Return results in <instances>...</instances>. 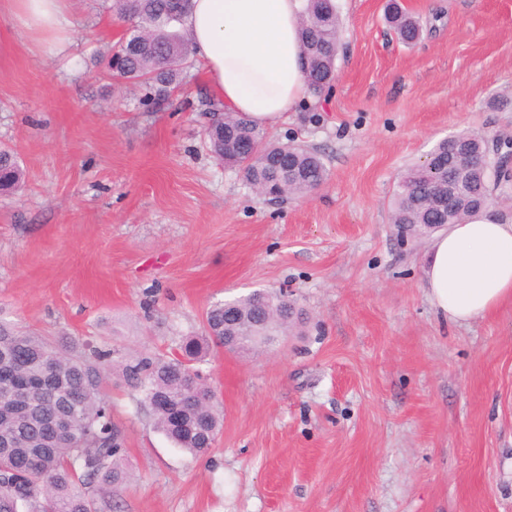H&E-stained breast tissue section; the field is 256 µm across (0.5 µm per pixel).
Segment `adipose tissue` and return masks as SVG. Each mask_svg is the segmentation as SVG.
Listing matches in <instances>:
<instances>
[{"label":"adipose tissue","instance_id":"ef3b65f1","mask_svg":"<svg viewBox=\"0 0 512 512\" xmlns=\"http://www.w3.org/2000/svg\"><path fill=\"white\" fill-rule=\"evenodd\" d=\"M71 0H5L16 35L65 50ZM305 0H191L182 20L191 55L229 112L276 125L308 97L300 38ZM424 286L464 325L512 301V216L490 207L436 233Z\"/></svg>","mask_w":512,"mask_h":512}]
</instances>
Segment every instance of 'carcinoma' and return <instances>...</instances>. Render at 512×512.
Masks as SVG:
<instances>
[{
	"mask_svg": "<svg viewBox=\"0 0 512 512\" xmlns=\"http://www.w3.org/2000/svg\"><path fill=\"white\" fill-rule=\"evenodd\" d=\"M108 9L130 23L128 32L102 59L104 74L117 83L143 92L142 102L165 99L180 85L193 65L188 36L179 24L189 0H106ZM398 39L411 44L421 26L397 5L389 15ZM343 19L337 0H307L300 35L308 59L306 80L319 96L336 80L337 46L342 42ZM205 128L210 151L217 161L238 169L258 193L275 189L281 199L304 197L327 179L323 158L305 145L270 143L264 130L234 112L213 105ZM456 141L467 147L483 170L482 190L488 197L512 183V171L497 167L491 138L459 132ZM448 158V140L434 144L426 160L400 175L390 207V221L401 232L420 238L456 224L483 208L472 190L459 193L456 209L440 208L436 189L447 180L440 161ZM22 171L14 152L0 148V190H17ZM236 317L224 325V303L209 308L204 335L189 336L167 358L140 356L118 362L127 386L149 405L155 428L173 444L192 454L213 445L223 425L215 398L198 407L179 406L175 398L194 395L189 371L210 345H224L235 337L232 350L249 353L273 344L275 338L303 320L295 303L279 292L255 290L230 301ZM112 351L83 348L72 341L54 347L43 336L23 331L0 319V390L15 380L26 382L28 406L0 416V512H97L95 495L112 496L127 482L123 466L125 438L103 392L104 365ZM152 397L172 399L150 404ZM69 419V429L57 432L51 422Z\"/></svg>",
	"mask_w": 512,
	"mask_h": 512,
	"instance_id": "obj_1",
	"label": "carcinoma"
}]
</instances>
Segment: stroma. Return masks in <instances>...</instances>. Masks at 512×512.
Listing matches in <instances>:
<instances>
[{
	"instance_id": "35a3bbf8",
	"label": "stroma",
	"mask_w": 512,
	"mask_h": 512,
	"mask_svg": "<svg viewBox=\"0 0 512 512\" xmlns=\"http://www.w3.org/2000/svg\"><path fill=\"white\" fill-rule=\"evenodd\" d=\"M72 0L70 48L0 16V147L25 180L0 194V318L49 339L169 356L214 303L287 289L308 322L197 368L224 415L194 456L122 377L104 388L131 479L112 512H512V302L465 325L430 303L428 242L389 222L396 180L459 131L512 136V0H338L337 77L267 131L315 149L311 197L271 202L202 134L201 66L169 99L105 77L126 26ZM389 20L401 42L411 44L420 38L421 26L419 22L403 12L396 4L390 7Z\"/></svg>"
}]
</instances>
